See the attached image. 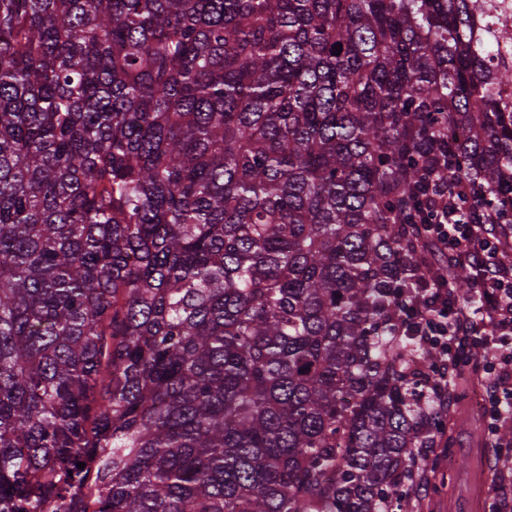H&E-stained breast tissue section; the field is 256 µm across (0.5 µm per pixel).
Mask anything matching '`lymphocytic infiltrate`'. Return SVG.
Instances as JSON below:
<instances>
[{
    "label": "lymphocytic infiltrate",
    "mask_w": 512,
    "mask_h": 512,
    "mask_svg": "<svg viewBox=\"0 0 512 512\" xmlns=\"http://www.w3.org/2000/svg\"><path fill=\"white\" fill-rule=\"evenodd\" d=\"M430 215L419 225L425 267L416 271L414 294H402L393 318L396 329H412L421 348L437 352L433 388L440 409L448 407V380L468 369L482 381V414L490 444L502 447L512 424V261L496 216L468 183L435 180L425 200ZM467 269L472 299L459 302L449 268Z\"/></svg>",
    "instance_id": "lymphocytic-infiltrate-1"
}]
</instances>
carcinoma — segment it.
<instances>
[{"instance_id": "cac0c4a2", "label": "carcinoma", "mask_w": 512, "mask_h": 512, "mask_svg": "<svg viewBox=\"0 0 512 512\" xmlns=\"http://www.w3.org/2000/svg\"><path fill=\"white\" fill-rule=\"evenodd\" d=\"M488 2L0 0V512H393L428 150L512 232Z\"/></svg>"}]
</instances>
